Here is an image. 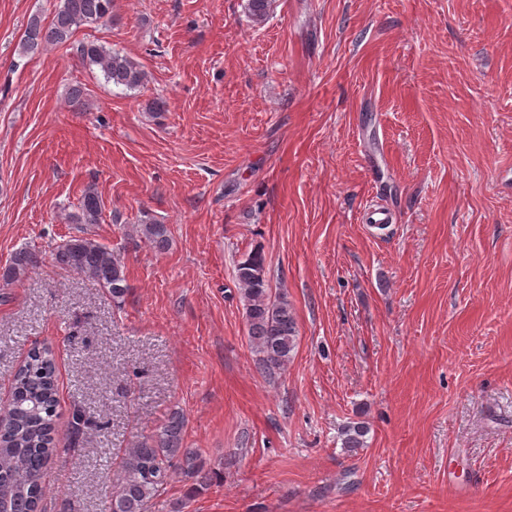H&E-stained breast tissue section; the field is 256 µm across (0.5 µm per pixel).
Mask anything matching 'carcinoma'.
<instances>
[{
	"label": "carcinoma",
	"instance_id": "1",
	"mask_svg": "<svg viewBox=\"0 0 512 512\" xmlns=\"http://www.w3.org/2000/svg\"><path fill=\"white\" fill-rule=\"evenodd\" d=\"M114 0H60L47 26L33 18L21 40V50L35 55L49 45L67 43L85 25L106 26L113 21ZM76 55L88 67H96L106 82L135 90L147 81L141 66L127 55L96 42L76 46ZM101 200L87 190L80 209L68 215L73 224H98ZM141 235L154 247L168 246L164 224L142 222ZM57 263L97 281L120 304L129 290L125 262L121 254L92 238L75 236L55 250ZM39 264L36 251L22 248L0 271V280L14 282ZM235 279L239 287L248 330V341L255 354L256 368L273 375L284 369L297 345V322L285 292L273 293L265 257L255 248L237 261ZM59 391L56 366L51 350L33 346L11 385L5 410L8 417L0 432V512H37L44 495L42 479L53 457L55 422ZM96 421L84 411L71 413L70 437L78 442ZM184 418L171 413L150 438L123 450L119 467L121 483L108 506V512H145L147 504L164 490L174 471L203 488L211 476L203 469L198 450L184 447ZM367 423L350 421L340 432L342 447L355 450L366 446Z\"/></svg>",
	"mask_w": 512,
	"mask_h": 512
}]
</instances>
